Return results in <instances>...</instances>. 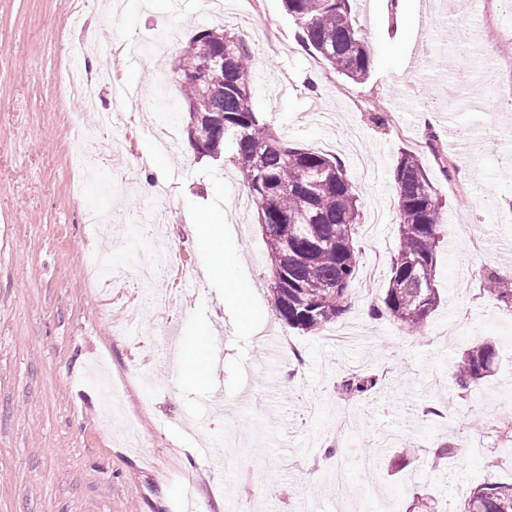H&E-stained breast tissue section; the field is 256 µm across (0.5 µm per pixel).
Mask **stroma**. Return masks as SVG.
Wrapping results in <instances>:
<instances>
[{
	"label": "stroma",
	"mask_w": 512,
	"mask_h": 512,
	"mask_svg": "<svg viewBox=\"0 0 512 512\" xmlns=\"http://www.w3.org/2000/svg\"><path fill=\"white\" fill-rule=\"evenodd\" d=\"M180 2L0 0V512H456L474 488L512 482V444L487 430L512 415V310L481 278L492 269L512 283V266L502 264L512 255V223L501 221L512 204V165L495 136L512 112V0L500 2L509 19L499 35L460 53L443 49L450 29L484 24L468 0H452L443 19L427 0H406L400 20L391 0H352L371 57L361 84L297 45L282 0H261L250 24ZM398 21L400 39L387 40ZM167 26L180 32L176 45L156 47ZM218 26L253 51L256 110L297 147L341 160L361 223L373 210L384 214L371 238L376 263L366 240H356L352 306L337 322L355 334L349 344L280 319L257 213L235 207L245 189L234 165L196 153L181 89L157 82L197 31ZM79 43L96 62L82 72L100 82L99 110L123 120L124 163L90 182L74 164L72 128L96 119L60 80ZM171 125L178 140L167 147ZM469 129L492 136L478 157L454 152L455 172L442 176L427 131L444 150ZM406 152L445 202L441 303L418 333L376 314L399 245L393 169ZM462 168L471 180L457 177ZM144 181L164 186L165 200L139 195ZM150 205L168 226L181 279L138 267L147 242L138 233L113 254L123 274L104 295L85 260L127 227L91 226L87 210L115 216ZM209 210L224 214L225 253L251 290L250 324L207 272L197 217ZM201 330L221 353L206 383L181 376L175 358ZM481 341L496 348L494 372L473 393H458L453 362ZM353 368L386 371L385 387L339 395ZM109 386L122 393L110 420L102 415ZM341 422L338 454L325 459ZM131 430L142 447L126 446ZM442 437L460 450L434 472L428 448ZM337 467L347 474L341 493Z\"/></svg>",
	"instance_id": "obj_1"
}]
</instances>
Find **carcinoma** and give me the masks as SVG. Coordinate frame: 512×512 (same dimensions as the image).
<instances>
[{
  "mask_svg": "<svg viewBox=\"0 0 512 512\" xmlns=\"http://www.w3.org/2000/svg\"><path fill=\"white\" fill-rule=\"evenodd\" d=\"M294 20L299 45L319 56L336 73L354 82L369 77L368 44L351 18L350 0H284ZM217 54L224 65L211 68L204 80L181 84L187 106L224 123L202 124L211 157L229 154L247 186L266 238L270 287L276 311L289 327L320 333L351 308V284L358 266L355 247L360 211L352 182L334 157L297 148L279 136L263 113L252 106L253 53L242 38L213 28L195 34L170 69L172 78L201 69ZM399 248L391 259L384 312L419 332L438 307L435 287L437 253L442 241V199L424 165L411 153L393 171ZM494 300L512 309V288L496 272L487 273ZM497 353L489 342L465 350L454 362V383L462 393L493 371ZM377 373H351L338 385L346 396L359 397L381 386ZM456 448L439 441L433 465H447ZM458 512H512V482L474 489Z\"/></svg>",
  "mask_w": 512,
  "mask_h": 512,
  "instance_id": "cac0c4a2",
  "label": "carcinoma"
}]
</instances>
